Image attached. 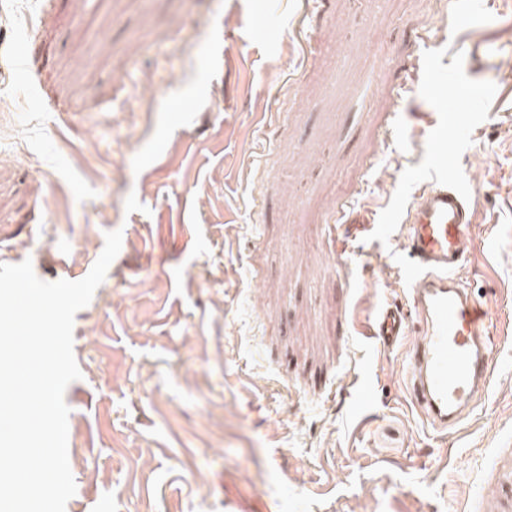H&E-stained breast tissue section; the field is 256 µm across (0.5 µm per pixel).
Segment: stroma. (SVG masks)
I'll list each match as a JSON object with an SVG mask.
<instances>
[{"label":"stroma","instance_id":"stroma-1","mask_svg":"<svg viewBox=\"0 0 512 512\" xmlns=\"http://www.w3.org/2000/svg\"><path fill=\"white\" fill-rule=\"evenodd\" d=\"M442 167L497 326L447 433L364 334ZM116 229L66 512H512V0H0V263L88 270Z\"/></svg>","mask_w":512,"mask_h":512}]
</instances>
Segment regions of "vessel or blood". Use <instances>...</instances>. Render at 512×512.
<instances>
[{
	"label": "vessel or blood",
	"instance_id": "b4317fda",
	"mask_svg": "<svg viewBox=\"0 0 512 512\" xmlns=\"http://www.w3.org/2000/svg\"><path fill=\"white\" fill-rule=\"evenodd\" d=\"M473 224L468 195L440 175L406 214L405 301L380 306L368 321L372 340L386 350L417 333L403 359L406 387L440 432L476 409L493 372L491 316L460 277L476 248Z\"/></svg>",
	"mask_w": 512,
	"mask_h": 512
}]
</instances>
